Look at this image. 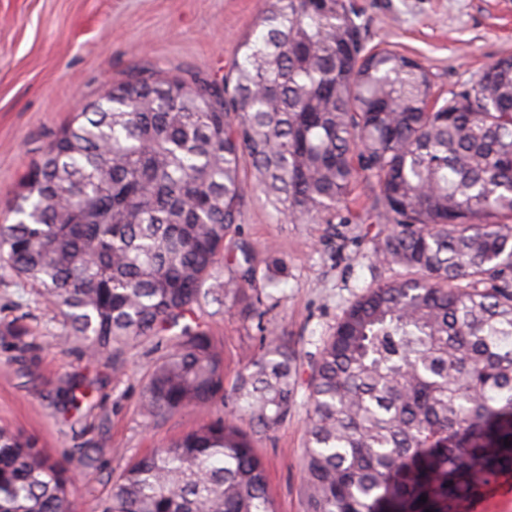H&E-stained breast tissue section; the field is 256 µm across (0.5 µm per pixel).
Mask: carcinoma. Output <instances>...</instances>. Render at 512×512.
<instances>
[{
	"label": "carcinoma",
	"mask_w": 512,
	"mask_h": 512,
	"mask_svg": "<svg viewBox=\"0 0 512 512\" xmlns=\"http://www.w3.org/2000/svg\"><path fill=\"white\" fill-rule=\"evenodd\" d=\"M265 2L223 83L138 68L75 113L15 193L0 261L54 307L63 344L116 373L132 345L167 340L147 418L208 410L225 400L224 351L197 310L266 314L245 289L246 171L298 224L350 223L341 204L364 181L371 264L406 275L369 287L312 366L302 510L463 512L512 472V56L430 109L426 70L365 50L349 0ZM63 394L75 412L87 397L80 382ZM296 397L293 350L271 329L234 408L129 465L107 512H274L237 418L272 432ZM71 486L0 428V512H67Z\"/></svg>",
	"instance_id": "1"
}]
</instances>
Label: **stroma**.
Wrapping results in <instances>:
<instances>
[{
  "label": "stroma",
  "mask_w": 512,
  "mask_h": 512,
  "mask_svg": "<svg viewBox=\"0 0 512 512\" xmlns=\"http://www.w3.org/2000/svg\"><path fill=\"white\" fill-rule=\"evenodd\" d=\"M367 48L390 47L420 63L434 97L472 83L491 63L512 56V0H350ZM264 0H0V220L18 184L60 127L135 69L168 78L193 73L220 80L242 60L245 40L260 32ZM370 189L357 184L346 202L348 224H292L265 197L248 191L240 237L252 247L268 319L287 336L299 369L297 403L288 421L256 437L276 512H301V458L306 442V383L323 343L348 306L371 284L390 279L372 267L363 236ZM287 262L271 270L274 258ZM203 321L224 348V386L261 352L257 318L239 304L206 306ZM15 322L22 338L0 334V426L35 438L74 470L69 512H102L125 465L221 415L192 408L158 421L141 412L145 378L165 349L137 344L125 368L62 347L52 306L0 266V327ZM92 385L78 415L61 390L73 379ZM98 446L94 469L78 470L80 449Z\"/></svg>",
  "instance_id": "35a3bbf8"
}]
</instances>
